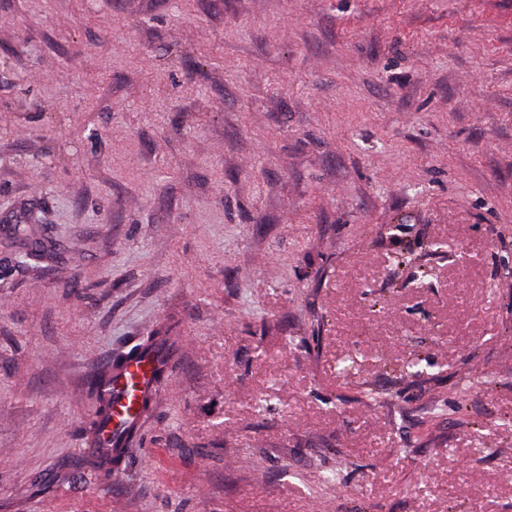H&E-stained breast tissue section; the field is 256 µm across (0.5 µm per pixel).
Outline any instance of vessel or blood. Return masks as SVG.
<instances>
[{"instance_id": "b4317fda", "label": "vessel or blood", "mask_w": 512, "mask_h": 512, "mask_svg": "<svg viewBox=\"0 0 512 512\" xmlns=\"http://www.w3.org/2000/svg\"><path fill=\"white\" fill-rule=\"evenodd\" d=\"M156 342V350L147 352L137 346L122 358L110 360L98 379L109 409L98 429L88 434L87 443L102 467L118 474L129 461L133 441L143 433L142 406L156 395V376L169 374L176 354V337L160 336Z\"/></svg>"}]
</instances>
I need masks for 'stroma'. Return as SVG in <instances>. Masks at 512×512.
Returning a JSON list of instances; mask_svg holds the SVG:
<instances>
[{"instance_id":"35a3bbf8","label":"stroma","mask_w":512,"mask_h":512,"mask_svg":"<svg viewBox=\"0 0 512 512\" xmlns=\"http://www.w3.org/2000/svg\"><path fill=\"white\" fill-rule=\"evenodd\" d=\"M508 419L512 0H0V512H512ZM176 336H156L157 351L144 354L142 345L124 353L121 359H111L97 381L101 393L109 403L108 414L99 428L88 434L87 443L97 454L102 467L115 475L122 474L129 461V448L143 433L145 400H153L159 387L157 372L165 377L170 372L178 345ZM98 391L92 389L93 410L84 429L97 424L108 407ZM112 461V464H111Z\"/></svg>"}]
</instances>
